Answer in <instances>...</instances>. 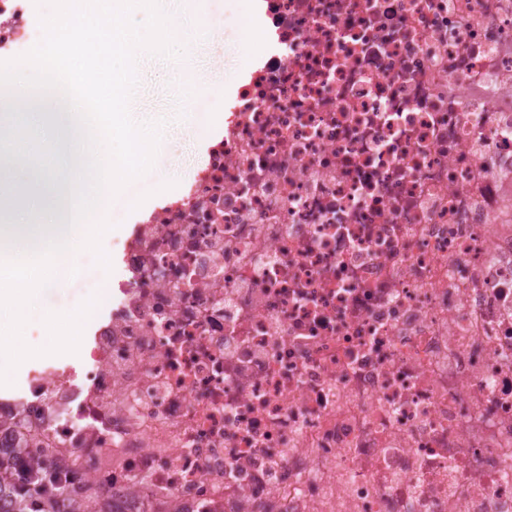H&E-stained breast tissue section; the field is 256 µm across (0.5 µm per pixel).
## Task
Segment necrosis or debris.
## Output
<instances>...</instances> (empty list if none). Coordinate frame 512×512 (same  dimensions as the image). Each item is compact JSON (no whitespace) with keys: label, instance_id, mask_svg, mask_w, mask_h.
Listing matches in <instances>:
<instances>
[{"label":"necrosis or debris","instance_id":"1","mask_svg":"<svg viewBox=\"0 0 512 512\" xmlns=\"http://www.w3.org/2000/svg\"><path fill=\"white\" fill-rule=\"evenodd\" d=\"M34 0H0V61ZM76 366L0 398L95 512H512V0H261Z\"/></svg>","mask_w":512,"mask_h":512}]
</instances>
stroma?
<instances>
[{
    "mask_svg": "<svg viewBox=\"0 0 512 512\" xmlns=\"http://www.w3.org/2000/svg\"><path fill=\"white\" fill-rule=\"evenodd\" d=\"M205 6L210 13L223 16L224 30L217 40L208 43L192 67L198 89L192 102L172 94L173 85L179 84L181 71L187 66L185 60L169 61L145 53L139 58V85L132 100L135 118H163L167 124L153 167L104 204L103 216L115 224L112 233L102 239L104 249H112L142 211L161 196L177 191V184L171 181L173 174H180L185 181L192 177L210 142L197 130L200 112L221 114L224 100L214 96V89L232 92L247 68L239 48L243 27L252 18L249 0H206ZM103 275L93 256L84 254L79 274L58 287L46 289L41 308L54 312L73 310L94 295Z\"/></svg>",
    "mask_w": 512,
    "mask_h": 512,
    "instance_id": "stroma-1",
    "label": "stroma"
}]
</instances>
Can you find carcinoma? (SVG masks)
<instances>
[{"instance_id": "obj_1", "label": "carcinoma", "mask_w": 512, "mask_h": 512, "mask_svg": "<svg viewBox=\"0 0 512 512\" xmlns=\"http://www.w3.org/2000/svg\"><path fill=\"white\" fill-rule=\"evenodd\" d=\"M53 474L47 468H38L19 477V480L0 492L12 498L14 512H89L64 488H56L53 498L40 500V495L52 486Z\"/></svg>"}]
</instances>
